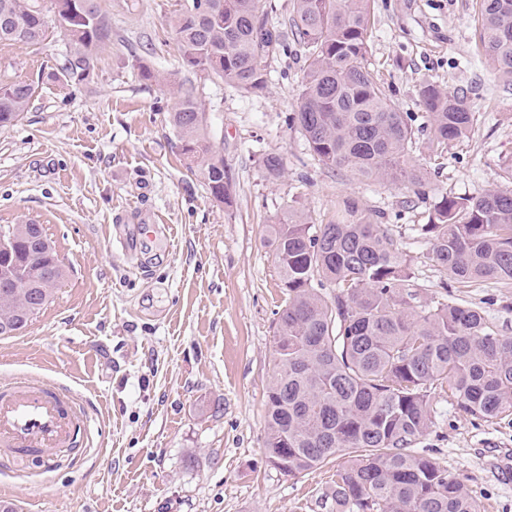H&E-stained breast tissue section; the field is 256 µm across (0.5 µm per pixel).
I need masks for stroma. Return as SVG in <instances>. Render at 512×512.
Wrapping results in <instances>:
<instances>
[{
	"label": "stroma",
	"mask_w": 512,
	"mask_h": 512,
	"mask_svg": "<svg viewBox=\"0 0 512 512\" xmlns=\"http://www.w3.org/2000/svg\"><path fill=\"white\" fill-rule=\"evenodd\" d=\"M178 2L101 0L112 40L85 81L60 76L62 34L35 49L0 45V79L34 89L22 120L0 127V225L42 224L66 270L28 326L0 338V381L70 383L92 421L80 466L62 451L53 470L32 457L0 473V499L29 512H324L328 471L289 476L265 453L285 299L266 224L291 205L328 222L349 196L404 233L431 199L512 188L500 168L512 156V82L478 48L476 0L374 2L369 57L387 98L421 114L417 90L431 80L464 93L475 116L447 155L423 141L412 153L429 180L425 200L314 158L289 122L303 76L297 44L269 60L260 92L187 73L170 25ZM136 57L153 78L133 68ZM172 73L193 87L231 205L179 152ZM269 153L285 162L274 180L261 166ZM146 224L164 225L161 241L143 235ZM412 250L428 295L481 309L512 336V288L450 287L424 245ZM432 404L417 451L467 479L480 512H512V481L492 465L495 449H512V422L467 416L438 395Z\"/></svg>",
	"instance_id": "obj_1"
}]
</instances>
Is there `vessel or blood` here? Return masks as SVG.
I'll return each instance as SVG.
<instances>
[{
    "label": "vessel or blood",
    "mask_w": 512,
    "mask_h": 512,
    "mask_svg": "<svg viewBox=\"0 0 512 512\" xmlns=\"http://www.w3.org/2000/svg\"><path fill=\"white\" fill-rule=\"evenodd\" d=\"M79 417L69 390L60 384L22 379L0 385V466L20 458L53 461L58 450L70 453L79 464L81 449L74 437L78 426L89 425Z\"/></svg>",
    "instance_id": "b4317fda"
}]
</instances>
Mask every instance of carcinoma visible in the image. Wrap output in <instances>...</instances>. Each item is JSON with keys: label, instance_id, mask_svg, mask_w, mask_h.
Instances as JSON below:
<instances>
[{"label": "carcinoma", "instance_id": "obj_1", "mask_svg": "<svg viewBox=\"0 0 512 512\" xmlns=\"http://www.w3.org/2000/svg\"><path fill=\"white\" fill-rule=\"evenodd\" d=\"M54 28L69 43L66 80L83 81L112 23L98 0H53ZM373 0H293L289 27L268 22L262 0H183L172 28L183 65L246 93L266 88L267 60L298 44L306 67L291 122L319 162L426 196L425 174L410 161L420 133L437 156L468 137L474 113L464 97L434 81L419 85L424 122L399 111L368 60ZM478 46L492 68L512 77V0H476ZM49 36L39 0H0V44L35 47ZM32 85L0 83V126L18 122ZM183 155L213 199L231 203L224 157L213 153L205 113L185 92L170 113ZM267 177L281 155L262 159ZM10 263L40 272L0 288V336L20 332L31 305L65 276L43 230L17 225ZM411 231L434 265L461 287L512 288V189L474 197L443 195ZM285 300L277 312L275 375L267 388L266 455L288 475L336 458L323 501L334 512H478L469 485L414 445L434 424L432 394L486 421L512 416V337L482 310L429 297L411 251L358 201L338 202L336 220L315 223L293 206L268 225Z\"/></svg>", "mask_w": 512, "mask_h": 512}]
</instances>
